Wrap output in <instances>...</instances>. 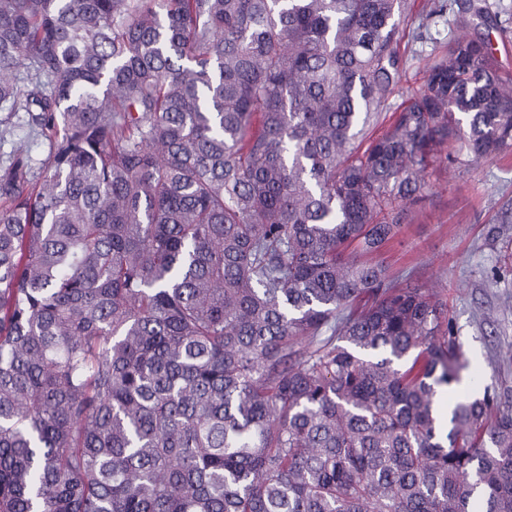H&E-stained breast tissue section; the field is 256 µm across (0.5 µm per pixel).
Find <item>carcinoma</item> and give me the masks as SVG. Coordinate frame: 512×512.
Segmentation results:
<instances>
[{
	"label": "carcinoma",
	"mask_w": 512,
	"mask_h": 512,
	"mask_svg": "<svg viewBox=\"0 0 512 512\" xmlns=\"http://www.w3.org/2000/svg\"><path fill=\"white\" fill-rule=\"evenodd\" d=\"M406 0H0V512H512V398L377 260L437 155L512 152ZM488 22L472 0H434ZM432 6V0H409L408 16L401 25L397 36V50L406 60L405 75L395 94L390 98L387 109L382 112L379 123L371 133L376 137L384 132L394 112L407 104L425 83L427 70L438 60L461 32L465 31L462 19L455 13L446 12L430 20H424ZM25 114L23 112H19L17 116H15L12 121L16 124L14 133L9 135H4V138H1V130L3 127L0 125V170L6 164V161L9 158V155L12 154L14 146L18 142L24 141L26 149L28 150V154L33 159H41L44 158L48 152L49 146L48 141L37 136H29L28 129L24 127Z\"/></svg>",
	"instance_id": "1"
}]
</instances>
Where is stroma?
I'll use <instances>...</instances> for the list:
<instances>
[{
    "label": "stroma",
    "instance_id": "stroma-1",
    "mask_svg": "<svg viewBox=\"0 0 512 512\" xmlns=\"http://www.w3.org/2000/svg\"><path fill=\"white\" fill-rule=\"evenodd\" d=\"M498 19L487 31L494 60L512 78V0H478ZM432 0H409L397 36L406 72L382 112V134L393 112L423 86L427 70L463 30L457 14L430 17ZM424 197L408 210L397 238L379 255L390 274L443 291L469 374L459 395L512 390V157L426 173Z\"/></svg>",
    "mask_w": 512,
    "mask_h": 512
}]
</instances>
